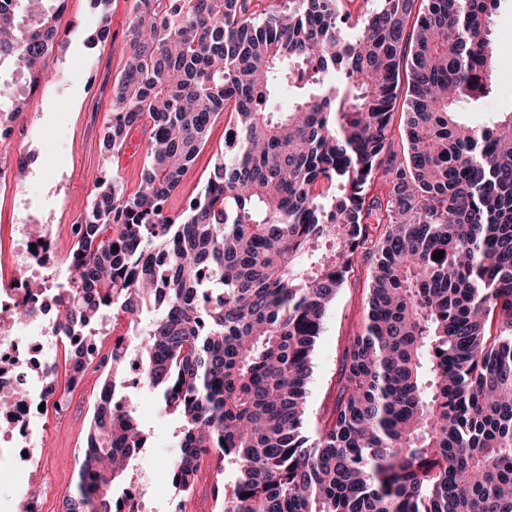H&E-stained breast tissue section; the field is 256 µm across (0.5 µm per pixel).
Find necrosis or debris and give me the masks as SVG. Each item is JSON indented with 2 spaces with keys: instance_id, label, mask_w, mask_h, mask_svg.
I'll list each match as a JSON object with an SVG mask.
<instances>
[{
  "instance_id": "necrosis-or-debris-1",
  "label": "necrosis or debris",
  "mask_w": 512,
  "mask_h": 512,
  "mask_svg": "<svg viewBox=\"0 0 512 512\" xmlns=\"http://www.w3.org/2000/svg\"><path fill=\"white\" fill-rule=\"evenodd\" d=\"M18 249L13 262L16 275L0 279V307L34 309V318L0 335V388L11 391L15 401L8 414L0 416V447L36 462L43 448L33 436L42 426V406L55 412L65 409L69 393L60 386L62 368L74 359H89L99 348L96 338L66 330L57 317L52 298L53 272L64 256L55 250L52 236L35 239L26 225H18ZM40 279L42 290L29 293L26 284Z\"/></svg>"
}]
</instances>
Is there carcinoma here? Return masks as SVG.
<instances>
[{
  "label": "carcinoma",
  "instance_id": "obj_1",
  "mask_svg": "<svg viewBox=\"0 0 512 512\" xmlns=\"http://www.w3.org/2000/svg\"><path fill=\"white\" fill-rule=\"evenodd\" d=\"M30 2L0 0V71L34 88L64 2ZM353 3L134 0L103 144L149 124L141 181L128 194L95 177L58 319L86 334L115 310L149 318L137 366L178 438L174 487L214 448L224 512H512V111L459 119L512 55L492 39L501 0ZM25 107L0 87V127ZM220 112L224 151L172 214ZM359 260L364 328L311 437L312 353ZM99 365L63 512H113L147 443L113 405L128 399L121 352Z\"/></svg>",
  "mask_w": 512,
  "mask_h": 512
}]
</instances>
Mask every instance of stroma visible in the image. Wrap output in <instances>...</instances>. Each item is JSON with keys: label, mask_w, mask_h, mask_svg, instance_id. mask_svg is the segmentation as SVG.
<instances>
[{"label": "stroma", "mask_w": 512, "mask_h": 512, "mask_svg": "<svg viewBox=\"0 0 512 512\" xmlns=\"http://www.w3.org/2000/svg\"><path fill=\"white\" fill-rule=\"evenodd\" d=\"M133 0H109L105 11L92 0H66L58 19L64 47L53 77L28 91L27 111L14 130L13 143L32 157L22 181L0 186V255L11 256L15 227L47 224L59 243L72 241V227L92 196L93 178L108 168L103 135L112 119V90L129 53V25ZM108 13L107 39L88 44L101 13ZM512 57L497 58L494 92L482 100L467 120L483 123L512 110V81L503 77ZM224 148V120L216 118L208 143L173 194L169 208L179 212L201 190L215 155ZM369 288V268L356 263L329 306L323 332L312 359L308 383L306 426L315 429L338 394L343 354L353 336L364 326ZM102 371L90 366L83 383L73 391L70 410L47 424V448L40 465L18 462L0 464V484L28 488L31 474H38L45 512H59L77 477L79 451L84 445L88 420L96 403ZM137 415L150 437L147 448L129 469L149 491L155 512H171L174 489L165 479L168 464L178 448L173 425L158 398L149 389H128Z\"/></svg>", "instance_id": "stroma-1"}]
</instances>
